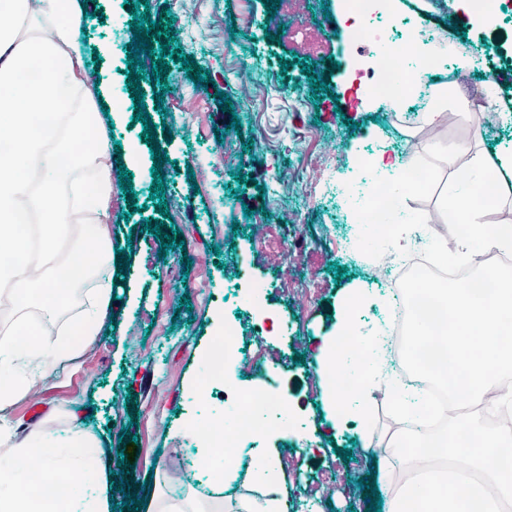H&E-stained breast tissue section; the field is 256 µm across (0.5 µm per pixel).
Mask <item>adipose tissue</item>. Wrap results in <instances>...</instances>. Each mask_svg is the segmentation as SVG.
Masks as SVG:
<instances>
[{
	"mask_svg": "<svg viewBox=\"0 0 512 512\" xmlns=\"http://www.w3.org/2000/svg\"><path fill=\"white\" fill-rule=\"evenodd\" d=\"M0 16L32 19L45 30L28 36L0 26V141L12 147L0 158V301L15 310L68 299L89 272L111 267L113 187L109 136L83 72L84 15L75 0H0ZM47 113L65 117V126L36 128L35 117ZM82 169L96 171L94 185L76 180ZM494 171L512 177V152L475 157L445 198L449 223L464 228L455 253L468 262L512 249V224H482L475 206ZM69 241L76 250L48 276L59 246ZM362 303L358 295L347 297L336 333L315 361L338 370L337 381L327 382L324 391L331 414L364 426L385 368L377 332H363L357 324ZM56 321L48 309L37 322L0 334V412L34 394L68 348ZM250 423L243 414H214L193 427L196 453L214 481L233 482L239 472L225 468L224 451L213 447V438ZM467 434L474 438L468 467L488 472L489 480L436 470L420 454L431 447L453 452ZM379 455L385 512H501L503 502L512 501V435L465 423L448 438H412L407 448H383ZM102 456L101 442L75 416L64 430L41 426L18 441L0 435V512H111ZM400 463L413 464L418 478L398 489ZM36 479L41 489L34 494L30 484ZM249 480L256 490L239 503V512H285L277 458L258 461Z\"/></svg>",
	"mask_w": 512,
	"mask_h": 512,
	"instance_id": "adipose-tissue-1",
	"label": "adipose tissue"
}]
</instances>
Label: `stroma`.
<instances>
[{"mask_svg":"<svg viewBox=\"0 0 512 512\" xmlns=\"http://www.w3.org/2000/svg\"><path fill=\"white\" fill-rule=\"evenodd\" d=\"M264 0H149L152 18L162 8L174 17L175 37L186 55L209 71L214 88L193 83L186 71L169 70L170 86L163 104H156L151 85L144 101L156 134L166 147L163 163L165 198L186 243L159 257V239L130 235V225L158 219L149 206L150 169L143 127L134 121L133 93L127 89L128 49L118 32L131 22L124 0H92V17L83 27L87 71L98 72V95L121 100L111 121L123 149H136L131 164L138 211L120 203L113 212V241L133 239L126 275H113L117 299L109 307L117 327L97 335L88 347H74L43 378L38 400L23 399L0 417V429L25 435L43 422L65 429L77 415L96 433L105 450L110 484L121 456L134 459L130 471L139 497L149 490L175 495L187 488L210 492V475L196 461L194 442L185 433L187 419L200 420L224 409V384L216 382L208 402L195 400L187 389L192 377L204 376L203 351L222 332L224 313L237 314V341L244 344L235 383L242 391L264 388L292 401L299 432L281 436L270 429L259 442L264 453L278 457L286 480L282 492L287 512H366L358 486L368 476L376 451L396 436L393 419L374 405L368 428L337 421L322 396V371L312 356L325 337L336 332L335 314L348 290L360 289L391 298L387 281L371 265L380 252L365 244L346 189L359 171L349 156L395 149L409 153L414 167L431 179L409 189L402 212L418 221H432L447 230L444 199L457 173L476 155L512 148V123L484 124V113L466 112L456 120L427 130L418 110L420 97L410 92L404 110L393 111L383 100L356 98L351 79L363 58L344 21L343 0H294L292 25L268 17ZM437 6L414 35L434 37L440 53L492 58L499 49L512 51V18L482 26L467 19L460 0H436ZM275 42H268V35ZM298 61L281 71L279 61ZM331 74L329 91L314 98L302 63ZM251 97H243V86ZM229 96L242 125L228 129L215 90ZM223 141H216V130ZM250 150H243L244 139ZM253 174L248 184L235 182L234 171ZM287 184H280V177ZM252 208L245 217L244 208ZM282 237L284 249L258 248L260 240ZM191 258L190 271L180 261ZM344 267L334 279L331 264ZM263 285V309L287 322V336L262 326L239 272ZM190 297L192 312L180 310ZM267 375H260V368ZM135 395V413H127V395ZM44 410L39 421L28 411ZM133 441L119 445L122 427ZM349 448L353 458L337 451Z\"/></svg>","mask_w":512,"mask_h":512,"instance_id":"35a3bbf8","label":"stroma"}]
</instances>
